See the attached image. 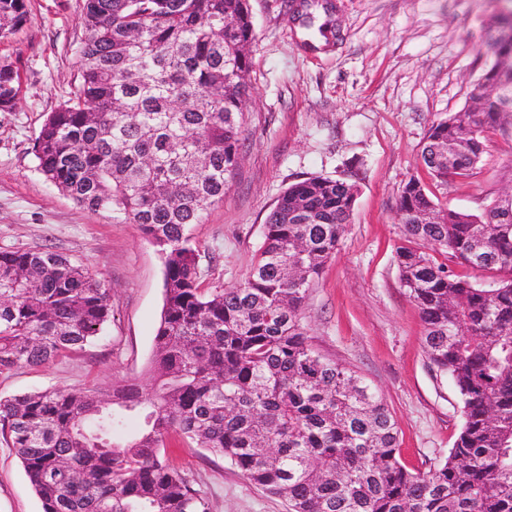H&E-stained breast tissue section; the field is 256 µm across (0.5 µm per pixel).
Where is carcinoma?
<instances>
[{"label":"carcinoma","instance_id":"carcinoma-1","mask_svg":"<svg viewBox=\"0 0 512 512\" xmlns=\"http://www.w3.org/2000/svg\"><path fill=\"white\" fill-rule=\"evenodd\" d=\"M25 0H0L19 26ZM87 36L72 97L48 115L38 169L92 212L130 224L164 259L154 386L46 390L0 398V435L43 512H210L163 460L169 440L231 461L288 512H512V211L443 207L417 178L399 196L401 285L424 324L429 368L455 386L463 424L448 457L407 468L383 397L320 354L303 306L350 223L354 181L292 184L264 224L244 282L203 288L189 227L224 199L246 132L255 30L248 0H85ZM477 112L430 125L420 148L441 184L481 161L487 133L512 107V11L490 25ZM504 85L487 95V84ZM19 75L0 63V111ZM446 141L450 158H435ZM508 223H502L503 217ZM447 254L439 262L425 247ZM503 272L480 288L451 264ZM0 372L40 366L98 338L112 293L82 263L51 250L0 252ZM126 412L140 430L120 436Z\"/></svg>","mask_w":512,"mask_h":512}]
</instances>
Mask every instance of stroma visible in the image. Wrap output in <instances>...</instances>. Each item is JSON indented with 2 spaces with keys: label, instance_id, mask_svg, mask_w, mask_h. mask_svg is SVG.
<instances>
[{
  "label": "stroma",
  "instance_id": "stroma-1",
  "mask_svg": "<svg viewBox=\"0 0 512 512\" xmlns=\"http://www.w3.org/2000/svg\"><path fill=\"white\" fill-rule=\"evenodd\" d=\"M82 4L26 0L22 26L0 38V60L20 75L15 106L0 112V252L49 247L88 264L112 290V316L81 350L0 373V397L153 385L161 256L136 225L89 211L48 182L33 151L46 116L69 99L79 76ZM250 7L256 42L247 131L223 201L192 227L200 283L232 288L246 278L266 216L290 185L355 177L351 222L308 294L303 323L322 354L382 395L398 423L403 463L428 469L446 459L463 414L452 383L427 365L419 311L400 283L398 199L415 177L440 205L479 214L512 187V122L489 133L476 169L448 184H437L418 160L428 126L466 107L486 68L477 50L488 20L512 10V0H250ZM166 457L211 512H288L284 497L206 449L174 443ZM0 512H42L1 438Z\"/></svg>",
  "mask_w": 512,
  "mask_h": 512
}]
</instances>
